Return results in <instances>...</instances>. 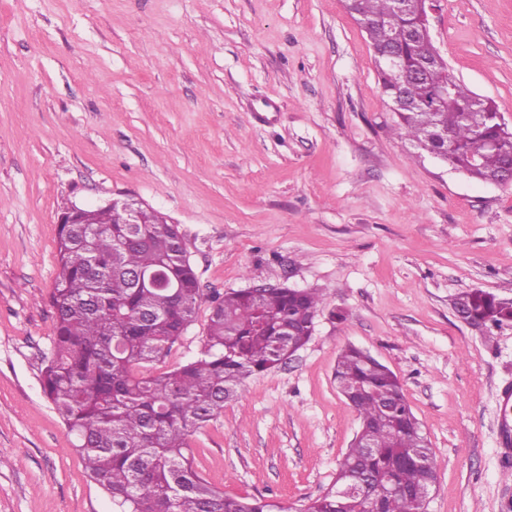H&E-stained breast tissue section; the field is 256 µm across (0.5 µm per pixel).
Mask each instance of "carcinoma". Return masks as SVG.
I'll return each mask as SVG.
<instances>
[{"label":"carcinoma","instance_id":"carcinoma-1","mask_svg":"<svg viewBox=\"0 0 512 512\" xmlns=\"http://www.w3.org/2000/svg\"><path fill=\"white\" fill-rule=\"evenodd\" d=\"M375 52L379 82L397 132L454 169L492 182L512 170V128L489 98L471 92L433 59V41L409 40L423 6L396 0H344ZM401 65L390 67L387 43ZM448 96L440 99L442 89ZM88 224H61L50 293L52 347L41 374L44 396L65 424L90 479L114 512H285L264 498H238L212 486L193 465L191 437L224 413L252 376L304 346L323 299L314 289L265 288L204 295L173 224H124L119 210L89 211ZM162 271L171 287L139 284L132 274ZM210 313L196 358L152 374L196 318ZM453 310L487 336L512 326V299L482 289L457 294ZM336 386L356 410L360 437L338 464L336 482L303 512H367L356 490L367 485L378 512H427L436 483L434 454L396 374L349 345Z\"/></svg>","mask_w":512,"mask_h":512}]
</instances>
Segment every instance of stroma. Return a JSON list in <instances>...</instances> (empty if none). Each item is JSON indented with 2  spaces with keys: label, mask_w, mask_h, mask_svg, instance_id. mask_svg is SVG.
Listing matches in <instances>:
<instances>
[{
  "label": "stroma",
  "mask_w": 512,
  "mask_h": 512,
  "mask_svg": "<svg viewBox=\"0 0 512 512\" xmlns=\"http://www.w3.org/2000/svg\"><path fill=\"white\" fill-rule=\"evenodd\" d=\"M430 31L512 128V0H438ZM126 197L178 226L205 294L324 298L308 343L192 438L212 486L300 512L333 485L359 428L334 381L353 344L430 442L427 512H512V326L489 342L451 308L512 298V185L397 135L343 0H0V512H112L39 377L57 217ZM209 312L151 372L198 355Z\"/></svg>",
  "instance_id": "stroma-1"
}]
</instances>
